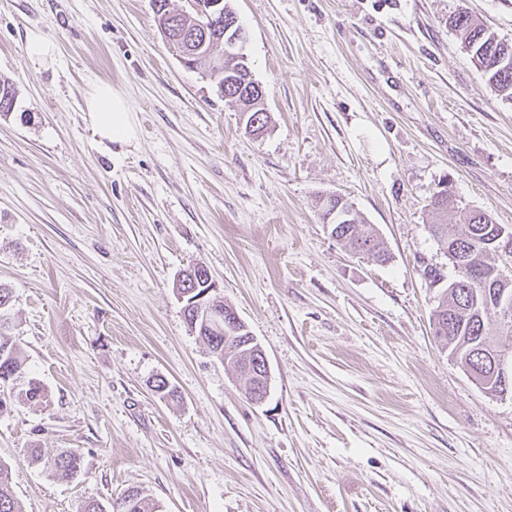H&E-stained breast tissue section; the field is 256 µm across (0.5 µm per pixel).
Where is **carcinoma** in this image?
<instances>
[{
  "label": "carcinoma",
  "mask_w": 512,
  "mask_h": 512,
  "mask_svg": "<svg viewBox=\"0 0 512 512\" xmlns=\"http://www.w3.org/2000/svg\"><path fill=\"white\" fill-rule=\"evenodd\" d=\"M161 12L159 25L164 27L163 38L177 52H183V41L178 35L191 30L194 17L169 9L168 0H153ZM450 26L460 34L465 51L481 72L486 82L506 100L512 101V41L499 38L465 10H458L449 19ZM224 35V29L208 31L206 40L197 44L199 70L217 76V87L224 88V99L235 104L236 110H248L247 103L237 101L245 75L239 70L235 58L224 59V73L215 74L207 68L208 59ZM14 104V89L7 80L0 79V112H10ZM351 215L348 223L330 225L335 238L343 248L363 258L384 263L388 260L382 239L347 204ZM504 224L493 221L490 215L463 210L454 224L429 225L430 234L440 250L448 257L454 275L433 311L434 336L448 348V355L455 358L474 381L490 394L512 395V383L504 386L491 375L492 366L486 361L487 353L500 351L492 337L512 334V319L504 323L495 308L500 272L505 270L499 253V236ZM12 326H0V413L15 403L43 406L50 402L49 394L37 379L15 392L10 384L25 374V362L11 336ZM201 340L209 351L223 350L225 365L241 368L245 357H254L250 348L242 347L236 340L225 336H203ZM35 460L44 463L53 472L65 476L77 474L82 467L81 454L76 450L62 451L53 457H44L41 449H31ZM0 512H22L11 486L8 469L0 466ZM111 512H157L156 504L142 496L137 489L129 490L111 504Z\"/></svg>",
  "instance_id": "1"
}]
</instances>
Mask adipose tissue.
<instances>
[{
	"mask_svg": "<svg viewBox=\"0 0 512 512\" xmlns=\"http://www.w3.org/2000/svg\"><path fill=\"white\" fill-rule=\"evenodd\" d=\"M87 120L99 143H131L136 124L125 97L111 85H93L85 101Z\"/></svg>",
	"mask_w": 512,
	"mask_h": 512,
	"instance_id": "1",
	"label": "adipose tissue"
}]
</instances>
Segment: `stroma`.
I'll return each mask as SVG.
<instances>
[{"label":"stroma","instance_id":"35a3bbf8","mask_svg":"<svg viewBox=\"0 0 512 512\" xmlns=\"http://www.w3.org/2000/svg\"><path fill=\"white\" fill-rule=\"evenodd\" d=\"M268 134L163 39L151 0H0V286L49 406L0 414L22 512L141 490L161 512H512V396L485 393L431 330L452 277L429 198L512 225V101L448 18L512 41V0H228ZM42 29L54 63L27 52ZM137 140L100 144L90 87ZM351 200L388 253L321 220ZM207 268L263 347V404L193 335L174 293ZM164 377L177 400L152 389ZM78 450L55 474L28 451ZM87 120L100 144H128L136 136V124L125 97L110 84L93 85L85 101ZM348 202V201H347ZM345 203L351 215L347 217L348 224H329L331 235L348 251L362 255L364 259L375 263H385L388 260L387 249L382 239L373 230L363 224L352 202ZM336 231V235H334Z\"/></svg>","mask_w":512,"mask_h":512}]
</instances>
